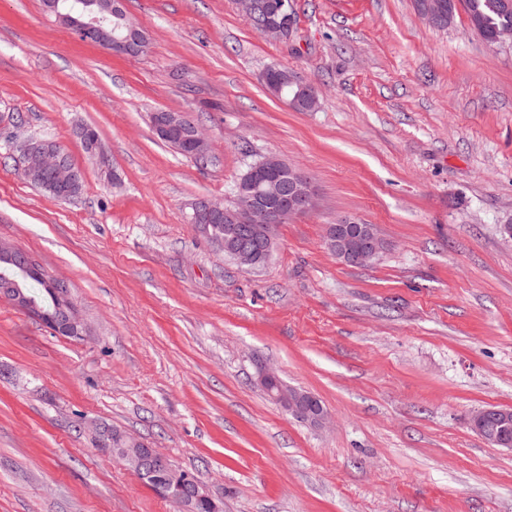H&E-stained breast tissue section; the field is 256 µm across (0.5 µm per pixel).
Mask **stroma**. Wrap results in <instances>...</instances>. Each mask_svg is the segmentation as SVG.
Listing matches in <instances>:
<instances>
[{
  "mask_svg": "<svg viewBox=\"0 0 512 512\" xmlns=\"http://www.w3.org/2000/svg\"><path fill=\"white\" fill-rule=\"evenodd\" d=\"M124 8L150 42L136 58L43 0H0V242L63 280L88 327L64 339L0 298V512H176L86 421L198 473L224 512H512V453L470 426L512 409V46L462 11L431 26L414 0H296L283 40L236 0ZM271 65L312 82L317 110L271 97ZM159 111L197 122L213 165L158 139ZM28 138L66 147L85 172L76 199L24 178ZM246 146L318 195L258 267L188 219L194 197L229 198ZM344 218L377 228L371 265L326 248ZM262 363L330 423L269 400ZM91 130L99 139L97 131L93 128H91ZM73 134L77 139H79L80 141H82L84 143V145H83V143L81 142L83 147L84 146L86 147L87 153L91 157L96 158L100 164H102L105 161L106 156H105L104 149L102 147L101 142L98 139L93 138L90 135V132L86 125L76 126L73 130ZM85 147H84V149H85Z\"/></svg>",
  "mask_w": 512,
  "mask_h": 512,
  "instance_id": "35a3bbf8",
  "label": "stroma"
}]
</instances>
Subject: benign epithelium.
Wrapping results in <instances>:
<instances>
[{"instance_id": "7a95c632", "label": "benign epithelium", "mask_w": 512, "mask_h": 512, "mask_svg": "<svg viewBox=\"0 0 512 512\" xmlns=\"http://www.w3.org/2000/svg\"><path fill=\"white\" fill-rule=\"evenodd\" d=\"M94 9L63 11L57 0H44L45 7L63 24L83 36L95 35L97 43L114 53L137 57L149 48L142 28L127 17L123 0H91ZM242 14L253 28L269 38H288L293 24V0H237ZM186 129L174 141L177 151H189L202 165L211 161L207 138L194 124L183 122L182 114L173 112L156 124V134L167 138L172 128ZM84 143L87 153L99 162L106 159L101 142L92 137L85 125L73 130ZM21 169L28 179L41 180L44 188L59 200L79 196L84 186L83 170L66 161L67 151L59 144L44 140H27L19 146ZM190 215L224 218V230L212 235L224 255L237 263L255 267L266 263L275 246L276 233L286 220L310 212L316 207V194L310 180L289 166L278 155L269 153L238 180L229 205L208 196L190 203ZM325 243L336 259L343 263L365 266L384 249L382 239L372 224L341 219L327 225ZM17 266L27 276L42 279L52 299L48 310L29 297L17 284L6 278L0 284V297L23 310L30 317L51 326L53 333L67 339H80L86 329L69 298L64 282L40 272L36 263L16 247L0 244V259ZM256 384L272 401L292 417L321 425L328 420L325 407L303 390L286 385L271 366L260 364ZM93 447L112 455L135 474H149L158 479L157 490L178 506V512H221L209 486L195 476L175 468L172 461L144 441L105 423L86 425Z\"/></svg>"}]
</instances>
